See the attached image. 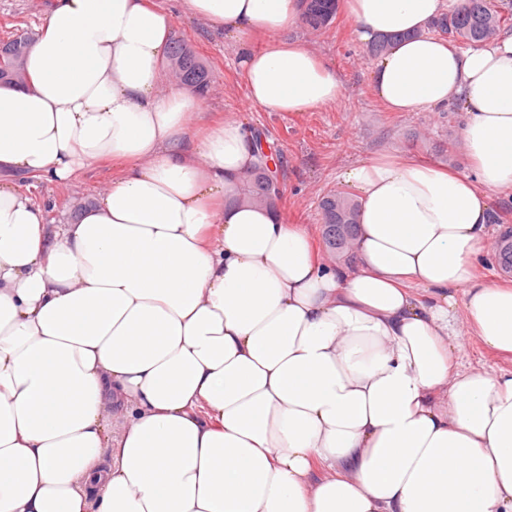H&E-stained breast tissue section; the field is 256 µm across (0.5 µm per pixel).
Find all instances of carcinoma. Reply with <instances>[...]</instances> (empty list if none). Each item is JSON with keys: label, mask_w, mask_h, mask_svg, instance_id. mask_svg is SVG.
I'll use <instances>...</instances> for the list:
<instances>
[{"label": "carcinoma", "mask_w": 512, "mask_h": 512, "mask_svg": "<svg viewBox=\"0 0 512 512\" xmlns=\"http://www.w3.org/2000/svg\"><path fill=\"white\" fill-rule=\"evenodd\" d=\"M336 15L333 0H307L305 20L314 32L327 27ZM512 27V9L503 10L497 0H464L456 14L443 16L433 28L452 41L471 43L495 37L506 27ZM32 38L22 32L0 40V82L16 84V71L25 63ZM169 59L178 66L179 82L195 89L200 95L209 90V71L191 46L183 39L171 42ZM281 192L276 177L262 165L256 166L244 189L243 199L258 205L272 206ZM321 221L328 248L338 254L352 249L357 233L358 203L340 193L324 196L320 203ZM501 268L512 272V230L500 235L495 243Z\"/></svg>", "instance_id": "1"}]
</instances>
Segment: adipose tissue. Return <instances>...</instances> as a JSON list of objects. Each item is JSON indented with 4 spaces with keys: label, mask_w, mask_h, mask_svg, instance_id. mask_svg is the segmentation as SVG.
<instances>
[{
    "label": "adipose tissue",
    "mask_w": 512,
    "mask_h": 512,
    "mask_svg": "<svg viewBox=\"0 0 512 512\" xmlns=\"http://www.w3.org/2000/svg\"><path fill=\"white\" fill-rule=\"evenodd\" d=\"M393 112L452 108L471 165L402 152L339 174L354 263L242 201L260 147L165 86L173 14L56 0L0 86V171L117 173L52 226L0 181V512H512V284L476 274L512 193V31L429 33L462 0H342ZM235 46L247 107L336 105V68L288 29L305 0H184ZM466 366L509 369L511 362H504L486 350L478 341H473L463 360Z\"/></svg>",
    "instance_id": "obj_1"
}]
</instances>
